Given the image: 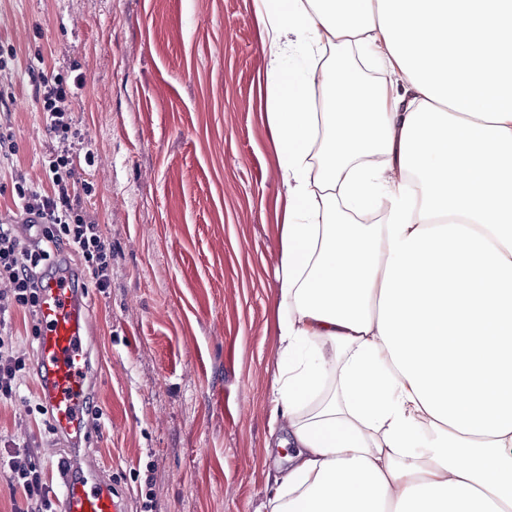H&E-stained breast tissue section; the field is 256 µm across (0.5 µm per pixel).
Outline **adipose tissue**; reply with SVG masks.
<instances>
[{
	"label": "adipose tissue",
	"mask_w": 512,
	"mask_h": 512,
	"mask_svg": "<svg viewBox=\"0 0 512 512\" xmlns=\"http://www.w3.org/2000/svg\"><path fill=\"white\" fill-rule=\"evenodd\" d=\"M286 208L273 512H512V0H256ZM347 46L357 66L317 60Z\"/></svg>",
	"instance_id": "adipose-tissue-1"
}]
</instances>
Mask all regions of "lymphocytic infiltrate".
<instances>
[{"label": "lymphocytic infiltrate", "instance_id": "1", "mask_svg": "<svg viewBox=\"0 0 512 512\" xmlns=\"http://www.w3.org/2000/svg\"><path fill=\"white\" fill-rule=\"evenodd\" d=\"M33 83L36 96L43 102V123L60 148L43 159L44 183L20 181L14 185L15 206L42 220L39 246L24 247L14 225L0 224V279L7 280L11 286L10 299L0 301V403L21 399L43 416L46 407L26 384V361L13 348V313L22 311L26 332L38 336L37 272L51 263L54 248L67 247L83 260L94 288L102 293L111 286L112 250L101 226L87 222L74 204L71 178L75 164L93 160V152L74 126L70 113L71 101L83 88L84 77L80 74L49 77L41 73L34 77ZM0 475L4 476L11 495L25 500L26 512H53L45 473L32 462L30 452L1 457Z\"/></svg>", "mask_w": 512, "mask_h": 512}]
</instances>
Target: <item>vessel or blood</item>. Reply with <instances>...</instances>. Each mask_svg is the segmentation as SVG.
I'll use <instances>...</instances> for the list:
<instances>
[{
  "instance_id": "vessel-or-blood-1",
  "label": "vessel or blood",
  "mask_w": 512,
  "mask_h": 512,
  "mask_svg": "<svg viewBox=\"0 0 512 512\" xmlns=\"http://www.w3.org/2000/svg\"><path fill=\"white\" fill-rule=\"evenodd\" d=\"M87 277L67 259H54L42 275L37 318L36 383L56 438L72 448L58 468L60 512H125L92 448L96 373L90 349L97 324L85 298Z\"/></svg>"
}]
</instances>
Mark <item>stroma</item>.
<instances>
[{
	"instance_id": "stroma-1",
	"label": "stroma",
	"mask_w": 512,
	"mask_h": 512,
	"mask_svg": "<svg viewBox=\"0 0 512 512\" xmlns=\"http://www.w3.org/2000/svg\"><path fill=\"white\" fill-rule=\"evenodd\" d=\"M0 213L44 181L53 147L28 74L79 67L71 105L95 162L75 203L112 248L90 290L96 456L126 512H271L287 449L268 445L284 208L266 119L255 0H0ZM25 404L0 406V456L30 446L53 475L66 447Z\"/></svg>"
}]
</instances>
